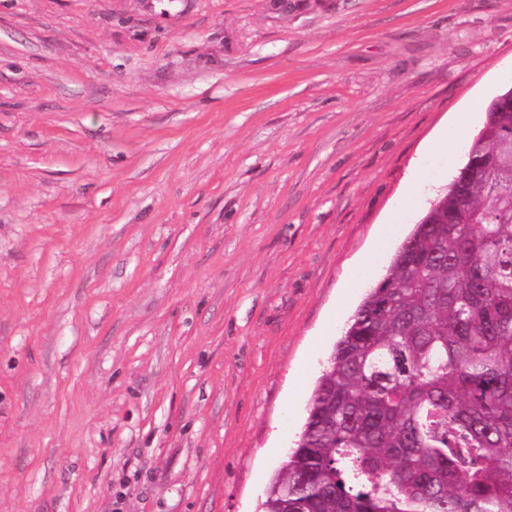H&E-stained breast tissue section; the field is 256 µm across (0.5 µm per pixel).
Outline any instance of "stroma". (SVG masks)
Returning a JSON list of instances; mask_svg holds the SVG:
<instances>
[{
  "label": "stroma",
  "instance_id": "35a3bbf8",
  "mask_svg": "<svg viewBox=\"0 0 512 512\" xmlns=\"http://www.w3.org/2000/svg\"><path fill=\"white\" fill-rule=\"evenodd\" d=\"M510 84L512 0H0V512H258ZM468 126V112H459L452 125L453 131L448 134H442L434 144L437 150H443L447 153L452 152L455 146L456 137L461 136Z\"/></svg>",
  "mask_w": 512,
  "mask_h": 512
}]
</instances>
